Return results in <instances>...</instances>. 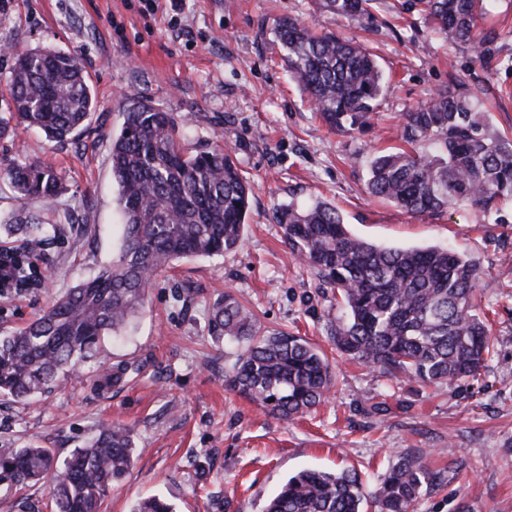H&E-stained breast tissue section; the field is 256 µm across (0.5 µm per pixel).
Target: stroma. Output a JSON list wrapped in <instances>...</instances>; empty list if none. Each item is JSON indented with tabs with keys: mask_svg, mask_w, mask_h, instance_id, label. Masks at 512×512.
<instances>
[{
	"mask_svg": "<svg viewBox=\"0 0 512 512\" xmlns=\"http://www.w3.org/2000/svg\"><path fill=\"white\" fill-rule=\"evenodd\" d=\"M373 12L365 25L320 13L315 0H181L177 9L156 0L149 12L141 0L0 7V113L15 48L77 53L98 101L86 130L65 144L23 128L0 139V221L17 210L7 169L41 160L62 180L52 205L67 228L43 265L45 287L0 299V334L117 258L122 219L110 137L130 96L184 123L186 151L223 143L252 188L236 251L175 262L156 277L126 335L102 341L77 374L30 400L0 397V455L38 445L63 459L109 422L131 430L137 451L102 512H131L155 494L175 512H264L300 470H353L371 491L392 462L422 452L438 478L415 512H512V206L416 216L368 190L373 156L399 146L405 114L439 90L493 99V128L512 133V0H490L479 57L435 34L409 0H376ZM284 16L376 54L386 89L363 129L337 133L317 119L282 60L274 28ZM317 201L336 206L349 230L372 243L440 246L484 271L477 311L499 343L479 380L425 386L338 357L328 331L342 315L336 293L290 253L275 219L284 206ZM227 292L266 330L305 337L332 358L327 402L283 421L225 383L232 347L212 340L208 311ZM102 367L124 374L103 389ZM53 510L46 484L0 483V512Z\"/></svg>",
	"mask_w": 512,
	"mask_h": 512,
	"instance_id": "stroma-1",
	"label": "stroma"
}]
</instances>
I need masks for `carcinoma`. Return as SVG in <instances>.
<instances>
[{
  "label": "carcinoma",
  "mask_w": 512,
  "mask_h": 512,
  "mask_svg": "<svg viewBox=\"0 0 512 512\" xmlns=\"http://www.w3.org/2000/svg\"><path fill=\"white\" fill-rule=\"evenodd\" d=\"M489 0H412L450 43L482 55L481 20ZM338 21L371 17L373 0H319ZM289 72L320 120L338 132L368 124L385 90L379 64L367 48L320 34L297 18L275 29ZM12 126L41 129L58 144L89 124L96 106L77 55L51 47L15 50L7 77ZM487 106L472 96L440 90L405 114L399 148L374 157L370 192L406 212L435 214L456 205L485 211L512 202V138L496 133ZM172 113L132 98L112 135V178L123 215L118 258L59 296L42 314L0 336V396L24 399L70 372L106 336H119L144 308L150 282L172 262L211 257L238 248L250 211L251 187L231 155L217 145L188 154ZM436 141L441 152L413 146ZM7 179L19 205L12 224H0V297L37 281L32 258L58 238L62 218L53 209L27 211L32 199L50 201L62 188L54 168L34 161L11 168ZM289 250L339 293L345 318L331 326L336 350L389 377L420 384L476 380L494 349L491 329L476 312L484 273L454 251L387 247L353 234L336 207L317 202L278 212ZM209 333L240 347L226 369L227 384L283 420L325 402L334 385L326 355L306 339L267 332L232 294L212 305ZM131 430L105 424L57 467L49 448L28 446L0 457V482L49 481L56 512H101L112 486L134 461ZM436 473L422 455L393 462L371 494L374 512H414ZM367 502L354 471L302 470L290 477L264 512H364ZM132 512H174L162 496L141 500Z\"/></svg>",
  "instance_id": "1"
}]
</instances>
